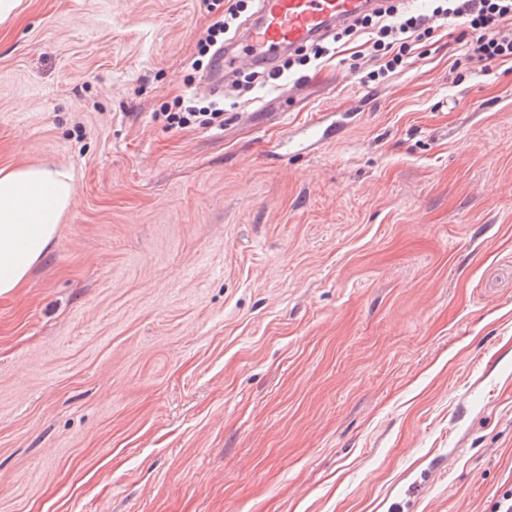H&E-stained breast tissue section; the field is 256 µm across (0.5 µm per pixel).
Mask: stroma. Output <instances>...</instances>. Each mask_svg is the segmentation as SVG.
<instances>
[{
  "mask_svg": "<svg viewBox=\"0 0 512 512\" xmlns=\"http://www.w3.org/2000/svg\"><path fill=\"white\" fill-rule=\"evenodd\" d=\"M227 0H26L0 165L76 199L0 297V512H493L512 490V60L433 19L224 82ZM340 130L314 146L320 114ZM249 2L253 1H235V3L227 9L228 12L224 14V18L217 20L211 25L207 31V35L202 41V56L209 54L211 48L216 47L218 44L220 45L219 47L224 45V36L230 33L241 13L247 9ZM357 29L369 35L368 44L377 56L384 59L377 71L367 74L366 78L370 81L404 67L413 47L432 31L427 18L390 6L380 16L358 20L355 25L337 32L336 44L344 36L354 34ZM218 103L211 104L204 110L196 109L194 106H186L185 99H177V112H162L167 126L170 127H211L214 125L222 126L224 124V108L217 106Z\"/></svg>",
  "mask_w": 512,
  "mask_h": 512,
  "instance_id": "1",
  "label": "stroma"
}]
</instances>
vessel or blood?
Returning a JSON list of instances; mask_svg holds the SVG:
<instances>
[{
    "label": "vessel or blood",
    "mask_w": 512,
    "mask_h": 512,
    "mask_svg": "<svg viewBox=\"0 0 512 512\" xmlns=\"http://www.w3.org/2000/svg\"><path fill=\"white\" fill-rule=\"evenodd\" d=\"M389 0H257L242 46L221 49L207 75L213 93L244 67L271 63L281 54L314 45L330 32L382 11Z\"/></svg>",
    "instance_id": "1"
}]
</instances>
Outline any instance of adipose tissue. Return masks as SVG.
Returning <instances> with one entry per match:
<instances>
[{"label":"adipose tissue","mask_w":512,"mask_h":512,"mask_svg":"<svg viewBox=\"0 0 512 512\" xmlns=\"http://www.w3.org/2000/svg\"><path fill=\"white\" fill-rule=\"evenodd\" d=\"M75 195L66 169L44 162L0 167V297L23 287L53 249Z\"/></svg>","instance_id":"adipose-tissue-1"}]
</instances>
